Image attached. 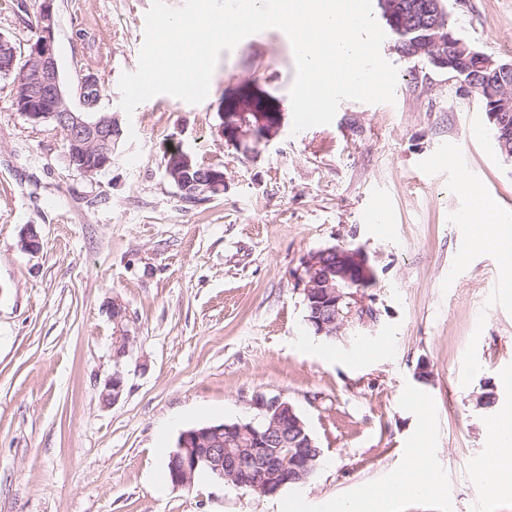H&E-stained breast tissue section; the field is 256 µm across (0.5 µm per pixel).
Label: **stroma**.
I'll return each instance as SVG.
<instances>
[{
    "mask_svg": "<svg viewBox=\"0 0 512 512\" xmlns=\"http://www.w3.org/2000/svg\"><path fill=\"white\" fill-rule=\"evenodd\" d=\"M8 3L0 34L25 44L41 0ZM151 4L56 0L72 107L84 72L101 81L97 112L120 111L119 77L138 65ZM445 7L459 37L512 62V0ZM250 40L222 52L207 101L137 105L121 122L134 138L92 179L68 167L57 131L16 112L14 86L0 80V512H278L282 502L324 512L402 472L419 447L432 451L440 494L396 512H484L470 463L512 410V301L501 297L502 255L466 249L455 214L465 180L512 212V159L475 99L389 36L380 52L399 73L394 103L345 100L331 124L293 132L292 45L274 28ZM244 88L284 114L255 158L217 130L222 97ZM472 124L484 141L466 140ZM175 146L222 165L223 194L185 205L163 167ZM377 210L386 228L370 223ZM30 227L36 251L21 247ZM334 245L367 252L377 316L329 338L309 326L298 276ZM116 298L136 338L120 366ZM118 368L125 390L112 406L101 391ZM260 394L293 405L321 448L309 482L272 498L207 473L188 487L164 479L182 432L251 421Z\"/></svg>",
    "mask_w": 512,
    "mask_h": 512,
    "instance_id": "obj_1",
    "label": "stroma"
}]
</instances>
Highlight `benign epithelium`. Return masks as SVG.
Wrapping results in <instances>:
<instances>
[{"label":"benign epithelium","mask_w":512,"mask_h":512,"mask_svg":"<svg viewBox=\"0 0 512 512\" xmlns=\"http://www.w3.org/2000/svg\"><path fill=\"white\" fill-rule=\"evenodd\" d=\"M54 3L42 0L37 37L23 51L0 35V74L7 78L18 74L15 103L22 116L33 126L54 127L62 135L71 167L94 177L112 166L123 130L115 113L90 117L68 105L55 48ZM379 3L393 27L413 24L422 31L412 52L431 67L451 74L458 70L457 64L476 54L448 30L442 0H417L409 7L401 0ZM492 100L497 111L489 113V119L496 124L501 144L510 145L512 126L501 121V116L512 109V99L498 94ZM218 116L221 136L252 158L259 155L261 145L278 135L283 124L274 99L252 90L225 98ZM194 159V153L178 148L165 164L167 179L189 206L224 193V171L195 166ZM373 281L369 258L359 248L330 246L311 253L304 261L300 286L311 313L307 321L315 334L337 336L346 325L373 318L374 310L365 303V290ZM111 317L115 326L112 358L119 364L129 355L135 337L130 332L131 316L121 300H112ZM124 389V376L118 369L104 383L102 399L114 405ZM253 406L259 411L257 423H225L183 432L172 454L171 482L190 486L202 466L235 488L260 497L276 495L289 482H308L315 474V444L295 408L276 396H258Z\"/></svg>","instance_id":"7a95c632"}]
</instances>
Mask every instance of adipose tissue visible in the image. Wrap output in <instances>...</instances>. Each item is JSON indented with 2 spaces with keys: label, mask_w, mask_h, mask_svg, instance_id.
<instances>
[{
  "label": "adipose tissue",
  "mask_w": 512,
  "mask_h": 512,
  "mask_svg": "<svg viewBox=\"0 0 512 512\" xmlns=\"http://www.w3.org/2000/svg\"><path fill=\"white\" fill-rule=\"evenodd\" d=\"M467 196V244L472 248H494L502 252L507 264L504 271V298L512 299V225L495 221L496 199L487 191L470 187ZM470 471L479 497L489 503L512 498V412L494 427L486 454L473 460ZM406 497L432 496L437 488L431 476V451L415 449L405 473L398 479Z\"/></svg>",
  "instance_id": "adipose-tissue-1"
}]
</instances>
